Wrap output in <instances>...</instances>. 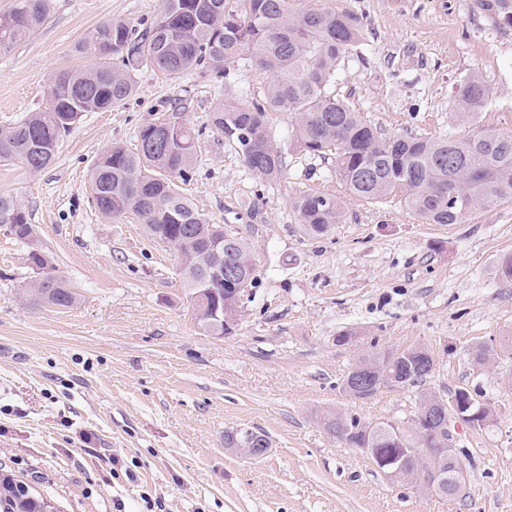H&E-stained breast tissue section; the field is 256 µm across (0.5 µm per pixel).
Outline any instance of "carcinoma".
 Instances as JSON below:
<instances>
[{
	"label": "carcinoma",
	"mask_w": 512,
	"mask_h": 512,
	"mask_svg": "<svg viewBox=\"0 0 512 512\" xmlns=\"http://www.w3.org/2000/svg\"><path fill=\"white\" fill-rule=\"evenodd\" d=\"M165 0L152 20L133 24L109 19L81 40L79 52L96 59L90 66L58 71L48 91V107L31 112L20 123L0 131V161H18L38 172L52 163L60 143L86 112H103L135 94L134 75L154 68L171 80L203 69L219 78L226 68L248 61L270 74L264 96L251 102L226 99L209 113L212 128L237 147L245 165L271 182L283 171V152L269 134V113L295 116L293 144L316 157L336 156V177L356 198L378 201L396 194L426 224H463L477 209L512 201V132L483 129L464 139L385 135L330 90L348 50L363 36L362 18L339 11L297 10L293 0ZM504 26H512V0H480ZM10 22L0 25V52L10 51L45 21L47 0H15ZM490 88L477 73L460 85L455 107L467 121L482 111ZM176 105L169 117L141 126L137 149L111 146L90 170V203L106 219L131 212L150 236L164 232L177 253L182 287L197 293L204 258L200 240L224 236L234 243L224 253L243 288L254 280L255 261L241 239L210 223L180 191L197 165L194 130ZM181 125L179 140L151 150L150 138L163 125ZM298 224L310 236L343 221L341 201L330 194L304 192L291 201ZM11 218L9 232L29 245L28 264L37 267L34 298L55 309L74 306L76 293L55 273L50 257L33 245L34 229L23 206L0 195V224ZM230 295L216 289L224 316L193 306L196 322L208 333L226 335L224 320L235 314ZM432 356L423 347L371 350L350 368L342 389L359 380L377 393L383 388L418 387L432 373ZM325 428L349 448L365 453L374 464L394 456L401 472L395 485L424 484L434 470L452 472L456 451L433 458L418 448H437L430 425L411 428L382 421L374 425L356 417L330 413ZM0 512H57L51 499L8 473H0Z\"/></svg>",
	"instance_id": "obj_1"
}]
</instances>
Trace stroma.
Instances as JSON below:
<instances>
[{"label":"stroma","instance_id":"obj_1","mask_svg":"<svg viewBox=\"0 0 512 512\" xmlns=\"http://www.w3.org/2000/svg\"><path fill=\"white\" fill-rule=\"evenodd\" d=\"M164 0H48L30 38L0 54V130L44 109L53 73L84 65L77 44L114 17L153 18ZM300 9L364 19L361 41L331 87L388 134L512 131V27L478 0H296ZM492 88L473 122L454 92L471 72ZM269 73L248 62L216 79L196 70L172 81L146 68L134 97L86 113L40 172L0 162V195L16 197L36 241L77 294L69 310L27 301L28 249L0 225V467L51 497L58 512H512V281L497 266L512 255V202L463 224H425L400 197H349L334 159L296 149L290 113L270 115L284 151L275 182L250 171L205 129L216 102L261 97ZM186 106L204 128L198 164L182 192L214 224L240 237L256 263L232 334L195 321L175 252L132 214L98 216L89 171L107 148L137 147L143 124ZM340 198L345 220L305 236L290 206L303 192ZM348 335L339 343L340 335ZM419 345L434 372L423 390L468 388L494 410L481 429L454 421L452 446L469 482L456 497L394 485L322 423L338 412L407 426L415 390L367 400L343 392L352 365L372 348ZM495 349L476 367L472 347ZM248 427L272 448L247 460L224 433ZM92 443H85V436ZM135 478L112 476L113 464Z\"/></svg>","mask_w":512,"mask_h":512}]
</instances>
